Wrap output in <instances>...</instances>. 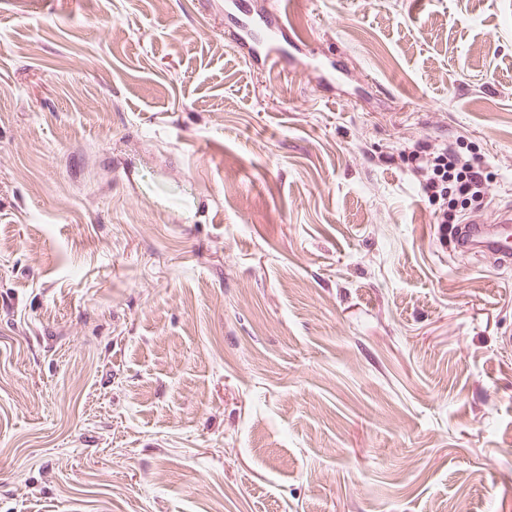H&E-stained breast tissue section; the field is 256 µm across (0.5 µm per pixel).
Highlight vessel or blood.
<instances>
[{
	"label": "vessel or blood",
	"mask_w": 512,
	"mask_h": 512,
	"mask_svg": "<svg viewBox=\"0 0 512 512\" xmlns=\"http://www.w3.org/2000/svg\"><path fill=\"white\" fill-rule=\"evenodd\" d=\"M237 37L252 60L277 66L290 62L287 46L282 40L284 22L281 16L261 15L241 24ZM452 241L463 256L490 254L498 263H512V207L499 210L493 219H469L454 226Z\"/></svg>",
	"instance_id": "obj_1"
}]
</instances>
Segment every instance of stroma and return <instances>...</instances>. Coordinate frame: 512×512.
<instances>
[{"label": "stroma", "mask_w": 512, "mask_h": 512, "mask_svg": "<svg viewBox=\"0 0 512 512\" xmlns=\"http://www.w3.org/2000/svg\"><path fill=\"white\" fill-rule=\"evenodd\" d=\"M0 0V512H512V0ZM242 33L234 45L244 44L252 60L262 65L292 64L291 55L282 40L284 22L282 14L260 15L241 22ZM429 153L425 165L413 168L422 190L434 199L448 204L455 199L451 196H467L466 200L480 201L485 197L486 179L478 163L461 161V153L443 148L436 155ZM512 207L500 209L491 220L468 219L453 226L451 240L458 255H493L499 264L512 263Z\"/></svg>", "instance_id": "35a3bbf8"}]
</instances>
